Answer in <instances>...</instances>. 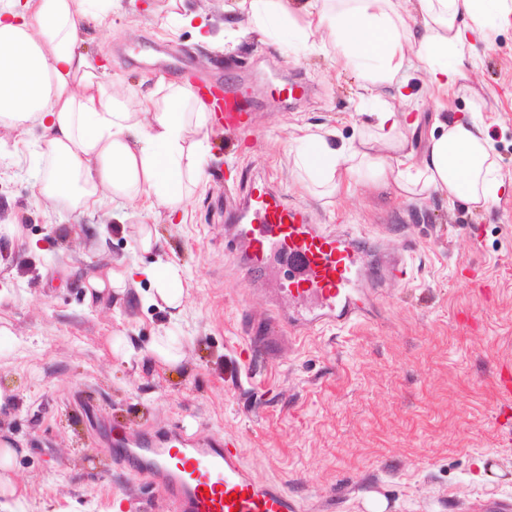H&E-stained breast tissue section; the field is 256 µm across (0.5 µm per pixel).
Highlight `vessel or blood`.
I'll use <instances>...</instances> for the list:
<instances>
[{
	"mask_svg": "<svg viewBox=\"0 0 512 512\" xmlns=\"http://www.w3.org/2000/svg\"><path fill=\"white\" fill-rule=\"evenodd\" d=\"M206 90L216 107V126L239 131L251 111L248 89L236 82H215ZM230 217L240 223L232 245L245 265L261 266L274 255L292 271L288 286L292 312L287 318L291 330L345 327L365 315L361 292L407 277L405 257L384 256L370 281H362L364 243L308 223L300 208L288 205L269 187L245 197L241 209ZM112 455L149 476L172 512H298L280 485L254 479L236 443L220 437L200 442L173 429L134 440L122 436L113 438Z\"/></svg>",
	"mask_w": 512,
	"mask_h": 512,
	"instance_id": "obj_1",
	"label": "vessel or blood"
}]
</instances>
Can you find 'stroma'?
<instances>
[{"label":"stroma","mask_w":512,"mask_h":512,"mask_svg":"<svg viewBox=\"0 0 512 512\" xmlns=\"http://www.w3.org/2000/svg\"><path fill=\"white\" fill-rule=\"evenodd\" d=\"M108 71L149 90L244 79L252 122L238 149L209 136L208 181L186 202V223L142 209L79 214L32 206L27 150L0 136V447L26 512H169L147 482L112 458L109 439L179 424L200 438L238 440L251 472L282 484L301 512H512V401L498 393L512 366V17L473 42L476 66L448 98L451 116L481 113L505 176L499 201L474 209L432 194L407 199L361 184L314 200L288 177L295 128L357 134L358 78L324 54L274 42L237 47L169 35L142 12L92 21L81 36ZM299 80L298 101L272 85ZM270 183L309 223L346 225L377 252L405 251L408 279L365 297L352 328H249L288 311L278 266L251 271L226 247L225 197ZM153 225L165 259L192 287L185 313L142 301L149 284L91 301L90 280L118 263L147 265L136 228ZM173 324L182 359L148 350Z\"/></svg>","instance_id":"stroma-1"}]
</instances>
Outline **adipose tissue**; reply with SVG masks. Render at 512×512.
<instances>
[{"instance_id": "1", "label": "adipose tissue", "mask_w": 512, "mask_h": 512, "mask_svg": "<svg viewBox=\"0 0 512 512\" xmlns=\"http://www.w3.org/2000/svg\"><path fill=\"white\" fill-rule=\"evenodd\" d=\"M398 3L237 0L220 19L187 11L184 0H154L149 10L162 15L171 34L188 27L203 44L218 32L237 44L256 35L307 53L332 52L342 70L356 73L363 98L376 105L371 126L347 140L305 126L289 142L290 174L313 196L364 179L407 197L436 194L489 207L504 176L483 123L436 115L418 152L409 141L418 116L391 102H412L413 73L431 94L447 95L472 63L471 37L512 14V0H413L411 27ZM124 12L123 0H0V127L15 132L18 146L25 125L43 131L34 158L49 167L35 174L33 205L86 212L119 200L163 208L174 220L205 184L212 109L184 82L145 92L112 81L78 50L85 22ZM140 277L151 284L147 303L177 318L189 287L172 261L113 268L92 286L121 294Z\"/></svg>"}]
</instances>
